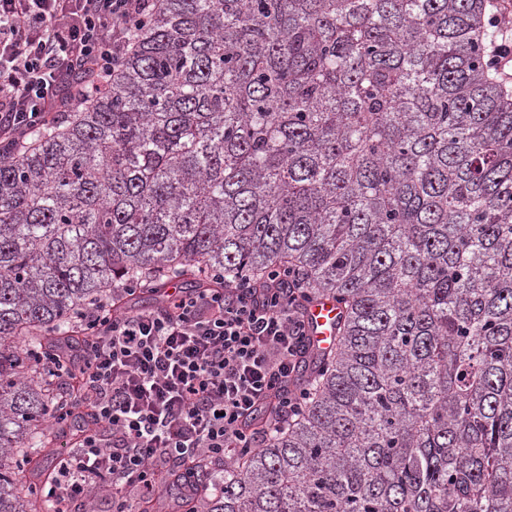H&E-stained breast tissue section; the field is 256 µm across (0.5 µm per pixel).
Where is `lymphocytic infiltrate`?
<instances>
[{
	"instance_id": "1",
	"label": "lymphocytic infiltrate",
	"mask_w": 512,
	"mask_h": 512,
	"mask_svg": "<svg viewBox=\"0 0 512 512\" xmlns=\"http://www.w3.org/2000/svg\"><path fill=\"white\" fill-rule=\"evenodd\" d=\"M157 2L0 0V143L24 147L104 89ZM305 299L298 273L280 269L261 288H175L152 310L85 314L95 341L74 365L94 426L49 484L54 512H82L100 489L112 512H142L169 478L261 447V412L298 416Z\"/></svg>"
}]
</instances>
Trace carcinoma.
<instances>
[{
    "label": "carcinoma",
    "mask_w": 512,
    "mask_h": 512,
    "mask_svg": "<svg viewBox=\"0 0 512 512\" xmlns=\"http://www.w3.org/2000/svg\"><path fill=\"white\" fill-rule=\"evenodd\" d=\"M484 12L159 0L103 93L0 152V512H52L81 315L280 266L342 308L334 346L188 512H512V96Z\"/></svg>",
    "instance_id": "1"
}]
</instances>
